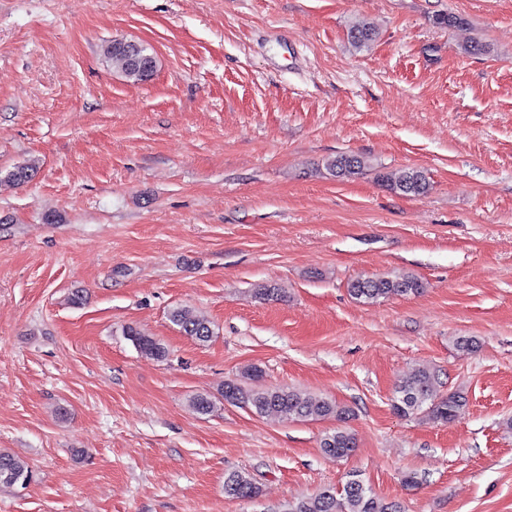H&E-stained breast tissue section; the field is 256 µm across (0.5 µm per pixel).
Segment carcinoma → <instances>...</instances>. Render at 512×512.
Segmentation results:
<instances>
[{"label": "carcinoma", "mask_w": 512, "mask_h": 512, "mask_svg": "<svg viewBox=\"0 0 512 512\" xmlns=\"http://www.w3.org/2000/svg\"><path fill=\"white\" fill-rule=\"evenodd\" d=\"M373 33L364 25H355L350 30L352 44L361 48L372 40ZM104 55L112 68L120 71L134 82L150 76L144 64L157 66L156 57L140 43L114 40L104 49ZM327 170L337 178L361 175L369 170L368 160L357 154H342L327 161ZM37 173L34 165L21 166L7 175L9 181L20 185L31 181ZM381 182L390 190L401 194L421 197L428 193L430 184L425 175L415 169H405L396 174L379 175ZM348 292L353 298L367 302H377L396 296L416 295L423 291V282L413 274H394L371 278H355L348 282ZM169 318L187 336L199 343H205L213 336L212 323L206 317L188 307H175ZM125 336L143 355L155 359L166 356V348L156 339L142 336L131 327L126 328ZM436 372L422 369L411 374L395 387L391 407L399 416L424 413L431 420L450 423L456 419L466 405L467 398L459 390L450 391L445 396L436 394ZM224 401L233 405L250 408L256 415L276 416L291 420L340 419L346 410L335 402L314 397L298 389L274 387L255 391L242 382L226 381L220 392ZM357 447L355 435L347 429L338 428L324 436L320 442L323 453L336 459L349 457ZM32 477L27 462L0 449V487L25 486ZM224 493L236 499H254L260 489L250 475L244 471L230 473L224 481ZM283 512H401L400 505L378 496L371 487L365 485L358 491L343 489L338 492L325 488L317 494L288 505Z\"/></svg>", "instance_id": "1"}]
</instances>
